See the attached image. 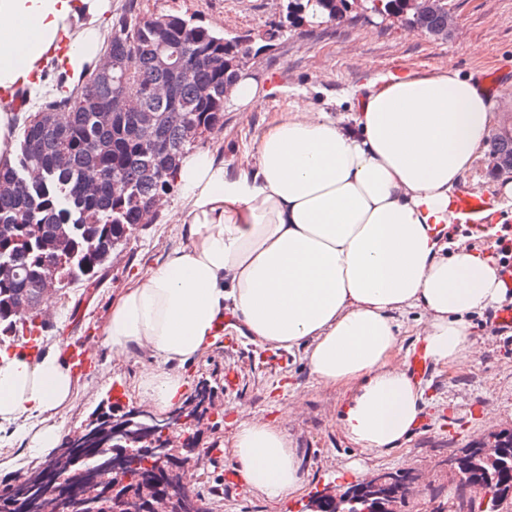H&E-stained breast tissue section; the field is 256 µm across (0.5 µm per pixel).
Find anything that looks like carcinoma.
Returning a JSON list of instances; mask_svg holds the SVG:
<instances>
[{
  "label": "carcinoma",
  "mask_w": 512,
  "mask_h": 512,
  "mask_svg": "<svg viewBox=\"0 0 512 512\" xmlns=\"http://www.w3.org/2000/svg\"><path fill=\"white\" fill-rule=\"evenodd\" d=\"M295 12L288 13L270 36L280 35L285 25L304 22L342 21L349 0H294ZM422 32L432 36L448 29L446 4L430 7L418 3ZM131 7L115 17L112 34L105 51L121 63L118 73L109 81H100L95 73L78 84L72 93L65 89V76L57 77L54 98L38 106V111L23 118L16 140L13 164L0 166V182L16 185L14 193L0 195V266L8 273L0 277V344L31 332L44 330L48 322L34 310L24 314L23 302L35 307L42 302L43 278L55 268L60 294L65 296L81 286L95 288L106 278L113 246H121L143 227V216L155 199L173 189L175 177L186 155L195 146L186 142L182 127L166 121L173 107L185 112L188 120L212 131L224 125V88L237 80V72L229 61L242 50L241 35L226 36L196 22V19L168 14L165 18L131 22ZM179 46L188 63L184 74H173L159 66L156 52L161 43ZM136 57L139 67L127 66ZM169 82L173 95L169 99L153 95L157 83ZM210 89L207 98L197 88ZM136 90L139 107L157 118L156 136L152 142L141 141L135 131L136 115L129 112L109 125L97 120L99 107L115 95H130ZM66 111V138L38 121L42 112ZM493 155L512 160V134L496 135L491 140ZM69 156L68 165H58L60 152ZM65 230L60 261L54 263L42 249L43 239ZM94 236L99 250L89 253L83 238ZM213 396L212 387L202 383L188 396L181 409L191 422L201 421L207 411L206 401ZM119 411L112 406L98 408L83 431L103 435V443L92 444L96 454H112L114 448L126 444L112 438V418ZM169 459L162 463L169 474L166 485L174 490L173 512H192L193 500L206 502L200 492L189 499L179 493L182 477L192 467L190 448L169 449ZM124 477L127 483L120 492H131L142 498L152 497L160 487L155 468L143 459H126ZM117 479L103 474L95 483L74 481L77 494L70 512H116L117 501L112 489ZM489 493L505 501L504 512H512V471H497V479Z\"/></svg>",
  "instance_id": "cac0c4a2"
}]
</instances>
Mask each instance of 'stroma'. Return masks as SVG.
Here are the masks:
<instances>
[{
  "mask_svg": "<svg viewBox=\"0 0 512 512\" xmlns=\"http://www.w3.org/2000/svg\"><path fill=\"white\" fill-rule=\"evenodd\" d=\"M138 17L180 14L198 24L229 34L262 38L285 18L279 0H136ZM455 25L446 41L415 32L380 18H358L345 24H304L285 29L270 49L246 67L257 82L271 83L266 109L253 112L224 110V126L198 147L222 160L227 176L256 164L254 137L271 117L287 111L290 102L305 98L323 106L342 99L351 87L377 73L397 69L436 70L448 67L480 79L495 75L491 93L497 99L502 124L512 126V0H448ZM185 243L175 222L159 214L127 242L114 259L104 284L89 289L80 306L58 299L44 348H65L77 338L101 336L112 297L130 276L162 262ZM488 314L473 316L474 355L460 369L436 366L420 388L424 411L401 449L370 456L351 443L336 418L345 400L341 390L319 386L309 376L303 350L287 353L280 364L260 358L250 336L238 348L218 339L213 349L185 370L189 385L205 380L214 389L215 409L201 445L211 459L199 475L196 490L212 495L213 512H305L310 495L333 484L346 485L355 476L352 462L367 471L414 472L425 475L423 512L444 501L448 472L443 461L458 448L490 430H512V330L490 333ZM95 368L80 375L78 392L62 414V431L78 429L99 406L113 403L140 406L134 389L138 375L153 365L148 354L127 361L110 359L105 345L97 347ZM235 369L238 386L229 392L224 375ZM289 408L285 424L306 478L303 494L272 504L248 494L242 486L225 483L234 468L229 453L212 447L213 439L232 434L238 418L275 421Z\"/></svg>",
  "mask_w": 512,
  "mask_h": 512,
  "instance_id": "35a3bbf8",
  "label": "stroma"
}]
</instances>
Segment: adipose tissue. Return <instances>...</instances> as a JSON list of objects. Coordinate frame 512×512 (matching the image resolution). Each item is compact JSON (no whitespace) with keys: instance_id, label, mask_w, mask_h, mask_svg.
<instances>
[{"instance_id":"1","label":"adipose tissue","mask_w":512,"mask_h":512,"mask_svg":"<svg viewBox=\"0 0 512 512\" xmlns=\"http://www.w3.org/2000/svg\"><path fill=\"white\" fill-rule=\"evenodd\" d=\"M111 10L112 0H0V164L13 159L15 86L53 64L74 81L92 71L108 37L96 21ZM344 101L341 118L294 101L256 135V169L235 177L210 156L184 160L175 220L186 243L133 276L102 327L114 360L151 354L136 388L156 412L181 403L182 368L229 317L258 344L304 349L318 385L351 393L343 435L383 455L409 439L423 405L399 358V316L422 312L426 352L458 368L474 348L470 316L505 300L490 254L448 249L431 230L452 224L449 200L490 137L484 84L451 68L408 70L374 75ZM77 386L60 351H0V431L31 457L48 454ZM228 448L246 492L302 493L281 425L241 422Z\"/></svg>"}]
</instances>
